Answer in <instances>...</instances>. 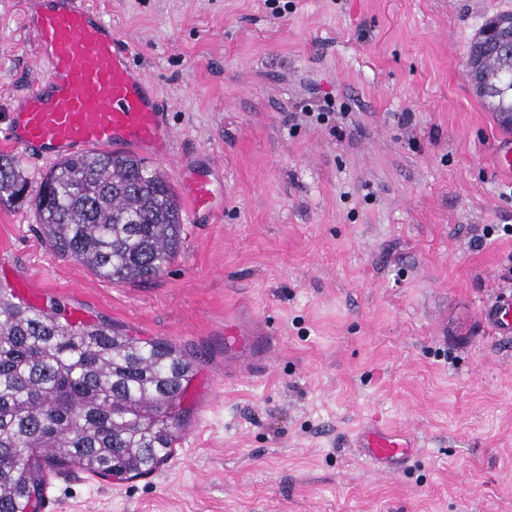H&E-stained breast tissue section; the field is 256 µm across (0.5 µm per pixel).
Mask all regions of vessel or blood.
<instances>
[{
	"mask_svg": "<svg viewBox=\"0 0 512 512\" xmlns=\"http://www.w3.org/2000/svg\"><path fill=\"white\" fill-rule=\"evenodd\" d=\"M24 21L50 74L13 104L5 133L10 145L44 161L93 149H129L160 161L174 155L162 101L133 65L131 45L102 19L94 0H24ZM181 175L192 218L223 209L211 180L188 164ZM352 445L389 475L419 448L408 430L375 422L361 425Z\"/></svg>",
	"mask_w": 512,
	"mask_h": 512,
	"instance_id": "1",
	"label": "vessel or blood"
}]
</instances>
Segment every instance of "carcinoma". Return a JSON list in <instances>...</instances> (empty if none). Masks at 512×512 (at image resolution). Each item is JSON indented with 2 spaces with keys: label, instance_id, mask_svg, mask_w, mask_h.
Returning <instances> with one entry per match:
<instances>
[{
  "label": "carcinoma",
  "instance_id": "carcinoma-1",
  "mask_svg": "<svg viewBox=\"0 0 512 512\" xmlns=\"http://www.w3.org/2000/svg\"><path fill=\"white\" fill-rule=\"evenodd\" d=\"M470 69L491 111L512 112V45L479 39ZM30 193L19 161L0 156V203ZM54 256L98 278L158 277L182 247L178 197L131 151L63 158L32 196ZM195 361L174 344L97 323H63L0 286V512H39L49 471L126 479L154 471L185 425Z\"/></svg>",
  "mask_w": 512,
  "mask_h": 512
}]
</instances>
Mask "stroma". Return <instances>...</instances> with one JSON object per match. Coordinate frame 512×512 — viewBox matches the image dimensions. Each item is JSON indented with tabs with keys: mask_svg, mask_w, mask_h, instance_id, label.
<instances>
[{
	"mask_svg": "<svg viewBox=\"0 0 512 512\" xmlns=\"http://www.w3.org/2000/svg\"><path fill=\"white\" fill-rule=\"evenodd\" d=\"M0 0V135L48 76ZM153 81L181 155L224 170L157 278L55 257L28 199L0 205V286L39 309L193 354L173 455L127 481L58 473V512H512V149L466 54L512 0H99ZM273 324V361L224 329ZM417 432L383 477L365 420Z\"/></svg>",
	"mask_w": 512,
	"mask_h": 512,
	"instance_id": "obj_1",
	"label": "stroma"
}]
</instances>
